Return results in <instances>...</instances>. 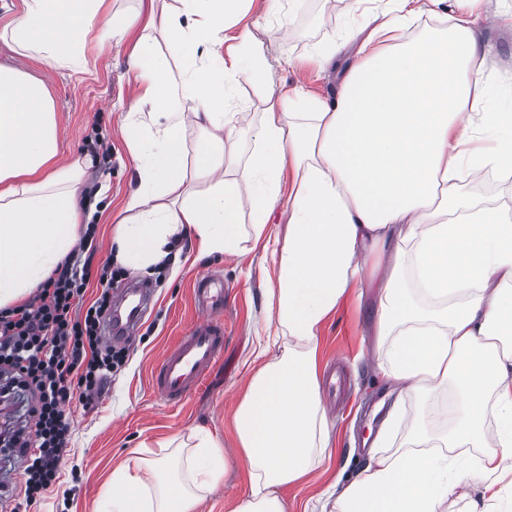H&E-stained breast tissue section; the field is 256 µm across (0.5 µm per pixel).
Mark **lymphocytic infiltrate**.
<instances>
[{
  "instance_id": "obj_1",
  "label": "lymphocytic infiltrate",
  "mask_w": 512,
  "mask_h": 512,
  "mask_svg": "<svg viewBox=\"0 0 512 512\" xmlns=\"http://www.w3.org/2000/svg\"><path fill=\"white\" fill-rule=\"evenodd\" d=\"M95 233V225L83 227L77 255L58 265L28 303L0 311V376L37 396L34 433L20 443L30 505L59 477L71 435L69 406L91 404L125 357L103 336L116 273L108 262L94 267ZM93 278L102 291L87 306L83 297Z\"/></svg>"
}]
</instances>
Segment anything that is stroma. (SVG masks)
<instances>
[{
    "instance_id": "obj_1",
    "label": "stroma",
    "mask_w": 512,
    "mask_h": 512,
    "mask_svg": "<svg viewBox=\"0 0 512 512\" xmlns=\"http://www.w3.org/2000/svg\"><path fill=\"white\" fill-rule=\"evenodd\" d=\"M361 10L355 0H336L332 12L323 10L321 0H297L294 34L279 40L272 35L276 19L265 18L261 8H253V16L259 19L254 33L274 82L297 85L324 98L334 96L351 56H340L322 71L311 55L315 47L338 37ZM486 38L491 48V82L500 100H511L512 29L489 31ZM288 58L294 60V67L285 66ZM26 66L33 75L48 79L59 126V161L83 156L97 139L110 152L107 162L87 169L81 187L95 204V259L105 261L123 201L138 185L120 115L112 105L132 103L137 87L125 58L109 52L88 51L87 65L78 72L36 59L28 60ZM213 273L224 280V360L199 392L171 406L154 392L151 371L197 320L193 281ZM274 278L268 253L252 238L243 240L238 253L219 258L199 257L195 239H184L169 266L148 278L154 298L138 335L128 345L127 362L113 371L90 406L73 407L71 440L60 477L31 507L23 505V459L13 447L0 445V512H108L116 468L139 458L162 456L161 442L172 438L191 444L200 430L222 444L226 473L204 494L196 512H234L247 485L235 450L232 413L258 343L268 334L265 293ZM377 308L376 290L352 292L322 328L318 367L332 369L336 381L335 389L324 394L335 418L330 457L305 481L282 489L288 512H321L322 491L338 477L354 476L367 459L372 412L389 390L369 363L376 345Z\"/></svg>"
}]
</instances>
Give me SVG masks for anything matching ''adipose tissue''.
<instances>
[{"instance_id": "adipose-tissue-1", "label": "adipose tissue", "mask_w": 512, "mask_h": 512, "mask_svg": "<svg viewBox=\"0 0 512 512\" xmlns=\"http://www.w3.org/2000/svg\"><path fill=\"white\" fill-rule=\"evenodd\" d=\"M138 2L136 14L120 18L107 0H22L0 38L21 56L72 69L85 65L90 31L99 51L130 46L138 93L122 123L139 186L112 238V257L124 268L159 269L189 233L203 253L237 252L244 234L261 241L276 207L287 205L288 234L272 253L277 287L268 295L282 348L273 357L260 349L233 413L248 485L235 512H288L281 489L320 463L330 443L317 377L320 331L356 288L379 293L371 356L395 399L366 465L332 484L322 512H447L455 502L465 512H493L512 486V210L463 188L512 176V110L487 105L484 43L485 28L512 29V12L487 19L486 0H392L391 11L367 14L316 49L324 67L356 48L327 101L268 79L256 38L240 24L254 0H180L160 14L154 0ZM447 13L448 26L406 38L422 15ZM141 17L166 34L182 66L136 34ZM244 83L260 89L265 109L242 163L224 144L247 121L234 102ZM146 111L156 126L149 137L140 121ZM189 123L199 132L191 158L182 139ZM57 156L45 82L0 64V310L33 296L86 221L77 191L92 160L61 164ZM238 163L250 180L246 193L226 174ZM191 164L209 179L205 191L185 190ZM450 385L455 422L436 443L403 404ZM399 428L410 445L397 450ZM473 448L484 451L474 463ZM145 467L151 478L115 473V512H195L224 475L223 450L206 435L183 475H168L156 459Z\"/></svg>"}]
</instances>
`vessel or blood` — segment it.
Segmentation results:
<instances>
[{
  "instance_id": "obj_1",
  "label": "vessel or blood",
  "mask_w": 512,
  "mask_h": 512,
  "mask_svg": "<svg viewBox=\"0 0 512 512\" xmlns=\"http://www.w3.org/2000/svg\"><path fill=\"white\" fill-rule=\"evenodd\" d=\"M136 306L115 312L107 324V341L121 342L132 335L148 311V292L131 291ZM198 321L166 352L151 373L152 386L168 404L187 399L204 382L212 368L224 357V286L212 276H204L193 286Z\"/></svg>"
}]
</instances>
